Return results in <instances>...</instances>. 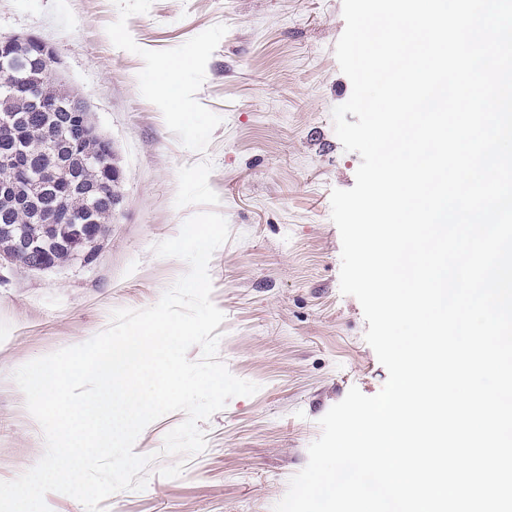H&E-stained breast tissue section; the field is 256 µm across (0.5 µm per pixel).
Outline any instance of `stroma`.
I'll use <instances>...</instances> for the list:
<instances>
[{
    "label": "stroma",
    "instance_id": "obj_1",
    "mask_svg": "<svg viewBox=\"0 0 512 512\" xmlns=\"http://www.w3.org/2000/svg\"><path fill=\"white\" fill-rule=\"evenodd\" d=\"M342 0H0V37L32 34L113 142L123 201L95 258L51 271L15 267L0 278V481L43 455L41 428L12 374L91 338L118 308L143 309L188 270L156 243L213 210L230 237L209 263L223 312L218 356L258 384L201 422L204 451L165 478L172 412L134 451L153 455L147 486L104 500V512H272L308 461L319 419L350 388L380 392L387 371L364 335L359 301L341 294L332 189L355 183L331 111L352 84L335 45ZM194 55L178 81L206 131L161 108L150 66Z\"/></svg>",
    "mask_w": 512,
    "mask_h": 512
}]
</instances>
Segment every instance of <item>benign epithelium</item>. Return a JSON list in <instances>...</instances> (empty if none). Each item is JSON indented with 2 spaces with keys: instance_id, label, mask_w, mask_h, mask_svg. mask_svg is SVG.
<instances>
[{
  "instance_id": "obj_1",
  "label": "benign epithelium",
  "mask_w": 512,
  "mask_h": 512,
  "mask_svg": "<svg viewBox=\"0 0 512 512\" xmlns=\"http://www.w3.org/2000/svg\"><path fill=\"white\" fill-rule=\"evenodd\" d=\"M54 49L35 35L0 38V159L12 167V181L0 184V196L28 209L39 234L32 237L20 224L0 216V238H8L30 252H39L35 270L54 267L53 253L66 249L75 260L89 261L86 247L105 237L106 230L94 223L93 209L103 206L116 210L122 202L120 176L114 158L112 139L95 122L89 104L67 86L58 72ZM40 80H49L62 89V95L49 97L28 80L31 71ZM23 98L31 104L27 116L8 109L10 100ZM33 116L41 120L52 136L44 144L47 163L31 166L23 122ZM96 167L100 180L86 184L80 168ZM78 194L91 200L90 211L77 214L63 201Z\"/></svg>"
}]
</instances>
